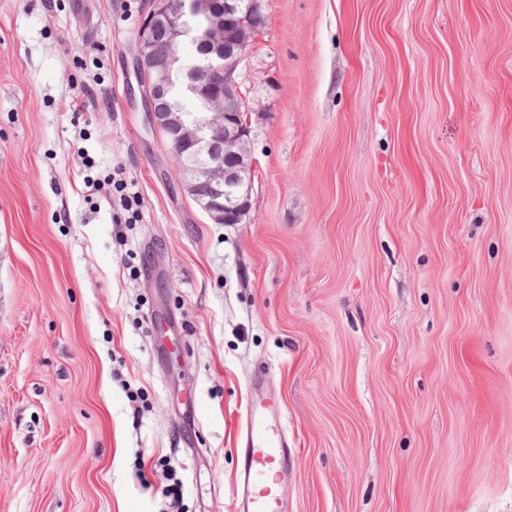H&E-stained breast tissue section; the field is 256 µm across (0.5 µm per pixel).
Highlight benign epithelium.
I'll list each match as a JSON object with an SVG mask.
<instances>
[{"label":"benign epithelium","instance_id":"obj_1","mask_svg":"<svg viewBox=\"0 0 512 512\" xmlns=\"http://www.w3.org/2000/svg\"><path fill=\"white\" fill-rule=\"evenodd\" d=\"M212 0H148L146 15L138 29L133 65L141 87L149 122L168 134L169 153L184 175L182 187L214 224H238L249 212L252 191L251 152L240 155L234 167L224 157L238 151L240 142H250L248 113L224 97V60L231 69L246 60L253 41L224 43V16ZM168 35L170 50L155 56L156 36ZM197 38L213 47L206 62L196 64L181 57L177 48ZM218 78L209 96L200 93L197 74ZM179 89L181 99L199 98L206 112L190 116L165 112L158 101Z\"/></svg>","mask_w":512,"mask_h":512}]
</instances>
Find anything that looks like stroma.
Instances as JSON below:
<instances>
[{
	"label": "stroma",
	"mask_w": 512,
	"mask_h": 512,
	"mask_svg": "<svg viewBox=\"0 0 512 512\" xmlns=\"http://www.w3.org/2000/svg\"><path fill=\"white\" fill-rule=\"evenodd\" d=\"M144 2L0 0V512H235L255 378L288 512H512V0H269L239 224L146 122ZM90 191H100L108 186L114 194L118 196L121 208L126 212L123 215L124 224H135L140 218V195L135 190V185L128 184L122 178H116V175L105 179L103 183L100 182H87L85 183Z\"/></svg>",
	"instance_id": "35a3bbf8"
}]
</instances>
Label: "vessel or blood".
Here are the masks:
<instances>
[{"label":"vessel or blood","mask_w":512,"mask_h":512,"mask_svg":"<svg viewBox=\"0 0 512 512\" xmlns=\"http://www.w3.org/2000/svg\"><path fill=\"white\" fill-rule=\"evenodd\" d=\"M288 442L270 403L252 401L241 441L242 492L237 512H283L280 486L288 472Z\"/></svg>","instance_id":"obj_1"}]
</instances>
